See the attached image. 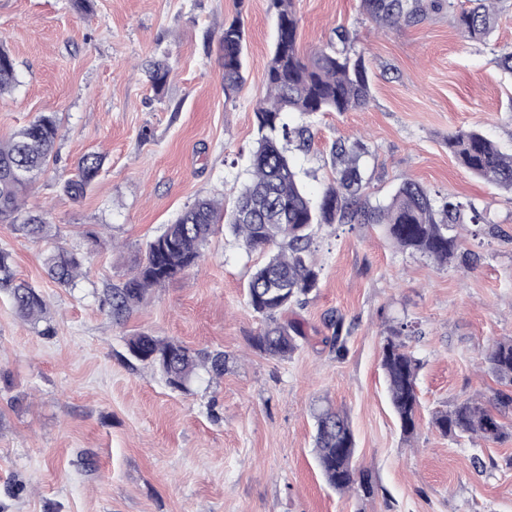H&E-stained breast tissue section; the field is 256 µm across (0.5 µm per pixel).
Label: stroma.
<instances>
[{
  "label": "stroma",
  "mask_w": 512,
  "mask_h": 512,
  "mask_svg": "<svg viewBox=\"0 0 512 512\" xmlns=\"http://www.w3.org/2000/svg\"><path fill=\"white\" fill-rule=\"evenodd\" d=\"M462 2L388 29L360 0H295L302 53L347 28L372 88L365 108L308 117L312 143L292 153L307 192L318 195L329 178L332 144L359 138L370 150L371 200L413 179L473 202L487 221L459 230L462 249L477 257L466 271L400 250L375 225L323 226L314 241L319 286L292 313L306 337L277 360L251 345L261 323L246 285L261 256L223 231L198 266L124 322L107 303L163 225L199 198L232 199L247 179L275 35L267 0H94L88 14L71 0H0V44L19 80L0 96V138L41 113L60 123L58 154L25 202L46 212L56 239L0 224L17 280L48 307L46 322L34 323L0 291V512H512V437L487 444L430 426L436 410L492 397L498 384L483 350L512 336V203L448 150L450 134L474 126L512 152V77L496 64L512 45V0H499L484 43L455 28ZM238 15L246 74L229 100L219 38ZM159 59L172 72L158 91L145 69ZM88 153L104 164L74 201L59 178ZM58 245L84 259L69 288L47 274ZM399 323L411 326L407 343L422 362V425L409 439L380 367ZM137 332L224 352L228 368L220 377L199 370L186 389H171L129 356L126 340ZM322 400L349 415L353 464L371 474L373 495L324 483L311 415Z\"/></svg>",
  "instance_id": "stroma-1"
}]
</instances>
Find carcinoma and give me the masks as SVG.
<instances>
[{
    "label": "carcinoma",
    "mask_w": 512,
    "mask_h": 512,
    "mask_svg": "<svg viewBox=\"0 0 512 512\" xmlns=\"http://www.w3.org/2000/svg\"><path fill=\"white\" fill-rule=\"evenodd\" d=\"M276 21V37L266 68V92L255 106L256 137L251 151V178L231 206L214 198L197 199L171 224L151 238L135 273L112 288L108 298L112 318L119 323L154 289L197 265L202 249L219 224L249 252L267 254L247 282L248 305L262 328L252 346L273 359H286L305 337L301 324L288 318L319 283L320 269L312 249L315 228L333 224H375L403 251L419 254L440 265L467 263L460 252L457 229L462 224H484L483 212L457 196L432 194L413 180L402 182L390 197L375 204L365 195L363 158L369 150L359 139L338 140L331 146V178L321 196L310 197L291 157V148L310 146V126L290 125L288 114L302 117L318 112H349L366 107L371 99L367 68L362 55L352 52L354 38L346 29L335 32L340 47L330 45L309 56L299 53V21L293 0H268ZM469 6L455 15L458 32L472 41L493 34L494 0H467ZM365 14L388 27L410 25L427 10H440V0H361ZM246 34L241 18L224 23L220 38V68L224 93L232 99L245 82ZM167 61L154 63L149 79L154 89L167 83ZM19 83L11 54L0 47V95ZM60 126L53 114H39L9 139H0V223L11 224L31 238H45L51 224L23 207V199L35 176L55 155ZM448 149L458 164L508 194L512 203V153L503 152L482 133L460 128L448 136ZM103 157L87 154L76 173L61 182V190L78 201L99 176ZM50 275L59 284L75 283L82 257L57 247L46 259ZM0 288L9 291L18 313L27 319L46 314L43 296L24 282H16L11 255L0 251ZM408 324L389 328L382 348L381 367L391 405L404 437L418 427L420 401L417 378L422 362L404 342ZM129 354L161 373L168 385L186 389L204 368L220 376L226 360L222 352L192 351L177 341L137 333L127 340ZM485 358L496 381L512 386V337L497 339ZM512 407V396L494 392L488 403L466 398L451 409L437 410L431 423L443 436L498 443L508 435L502 413ZM315 448L326 483L338 492L359 485L364 494L374 493L368 474L353 465L355 437L346 412L331 406L313 412Z\"/></svg>",
    "instance_id": "carcinoma-1"
}]
</instances>
